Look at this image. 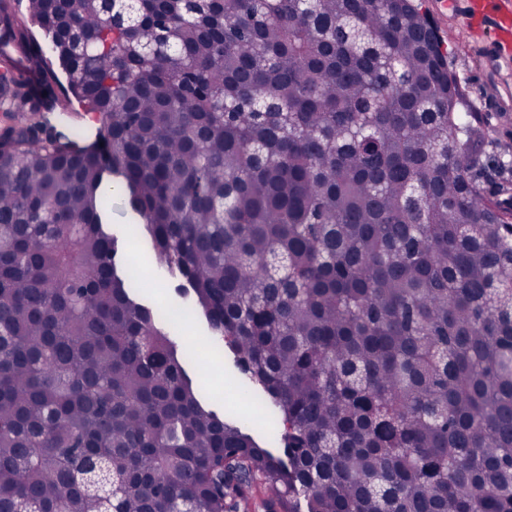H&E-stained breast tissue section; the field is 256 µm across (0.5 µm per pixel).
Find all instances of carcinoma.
<instances>
[{
  "instance_id": "1",
  "label": "carcinoma",
  "mask_w": 512,
  "mask_h": 512,
  "mask_svg": "<svg viewBox=\"0 0 512 512\" xmlns=\"http://www.w3.org/2000/svg\"><path fill=\"white\" fill-rule=\"evenodd\" d=\"M128 6L28 0L21 32L0 0V108L57 111L59 69L100 124L0 132V512H512V199L481 185L512 158H483L425 14ZM107 172L282 454L130 297Z\"/></svg>"
}]
</instances>
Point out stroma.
<instances>
[{"label":"stroma","mask_w":512,"mask_h":512,"mask_svg":"<svg viewBox=\"0 0 512 512\" xmlns=\"http://www.w3.org/2000/svg\"><path fill=\"white\" fill-rule=\"evenodd\" d=\"M415 2L447 46L448 67L465 87L469 105L489 119L483 129L487 152L512 151V43L496 48L493 18L473 15V0H447L443 5L432 0ZM134 222L120 187H113L107 229L124 240L118 266L131 294L164 313L177 330L179 349L187 356L193 382L210 404L238 416L256 439H263L262 395L244 382L233 353L211 344L205 317L191 311L188 300L145 261L150 241L133 235Z\"/></svg>","instance_id":"stroma-1"}]
</instances>
